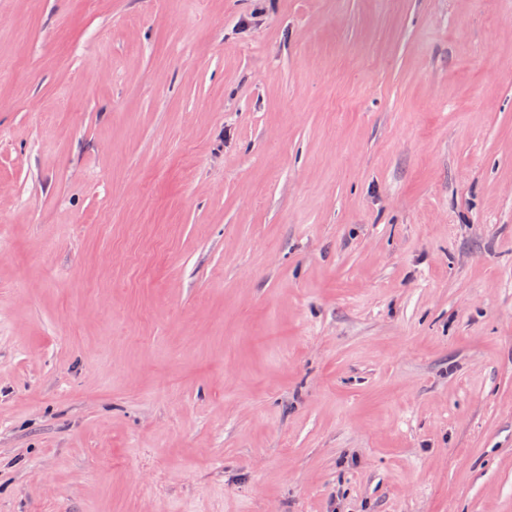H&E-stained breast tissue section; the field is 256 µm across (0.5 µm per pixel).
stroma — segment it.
Masks as SVG:
<instances>
[{
    "instance_id": "1",
    "label": "stroma",
    "mask_w": 512,
    "mask_h": 512,
    "mask_svg": "<svg viewBox=\"0 0 512 512\" xmlns=\"http://www.w3.org/2000/svg\"><path fill=\"white\" fill-rule=\"evenodd\" d=\"M0 512H512V0H0Z\"/></svg>"
}]
</instances>
